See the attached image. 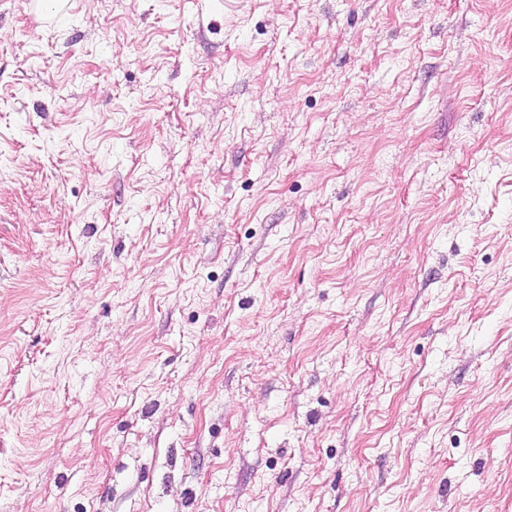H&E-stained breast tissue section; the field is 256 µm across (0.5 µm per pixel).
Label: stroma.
I'll list each match as a JSON object with an SVG mask.
<instances>
[{
  "mask_svg": "<svg viewBox=\"0 0 512 512\" xmlns=\"http://www.w3.org/2000/svg\"><path fill=\"white\" fill-rule=\"evenodd\" d=\"M0 512H512V0H0Z\"/></svg>",
  "mask_w": 512,
  "mask_h": 512,
  "instance_id": "stroma-1",
  "label": "stroma"
}]
</instances>
